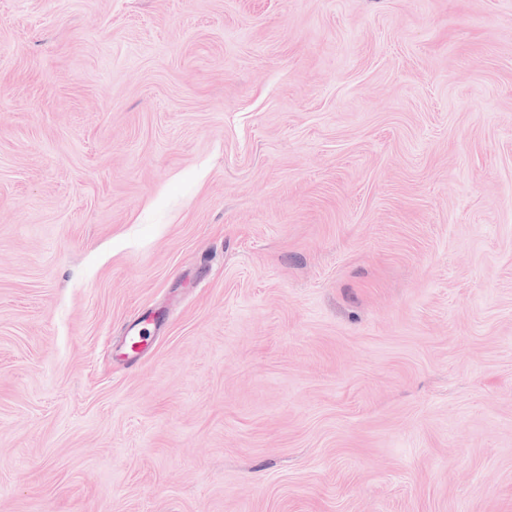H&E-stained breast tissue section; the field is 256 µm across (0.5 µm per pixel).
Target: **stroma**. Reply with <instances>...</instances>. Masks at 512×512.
Listing matches in <instances>:
<instances>
[{
  "instance_id": "stroma-1",
  "label": "stroma",
  "mask_w": 512,
  "mask_h": 512,
  "mask_svg": "<svg viewBox=\"0 0 512 512\" xmlns=\"http://www.w3.org/2000/svg\"><path fill=\"white\" fill-rule=\"evenodd\" d=\"M0 512H512V0H0Z\"/></svg>"
}]
</instances>
